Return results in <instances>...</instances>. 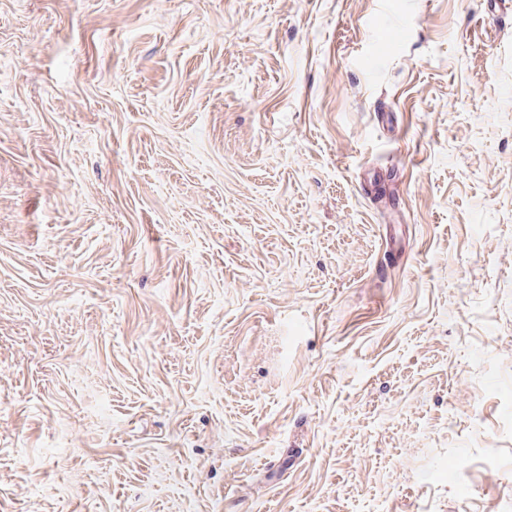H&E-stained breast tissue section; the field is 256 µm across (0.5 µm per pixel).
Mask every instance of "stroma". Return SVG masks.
I'll return each mask as SVG.
<instances>
[{"instance_id": "1", "label": "stroma", "mask_w": 512, "mask_h": 512, "mask_svg": "<svg viewBox=\"0 0 512 512\" xmlns=\"http://www.w3.org/2000/svg\"><path fill=\"white\" fill-rule=\"evenodd\" d=\"M512 0H0V512H512Z\"/></svg>"}]
</instances>
